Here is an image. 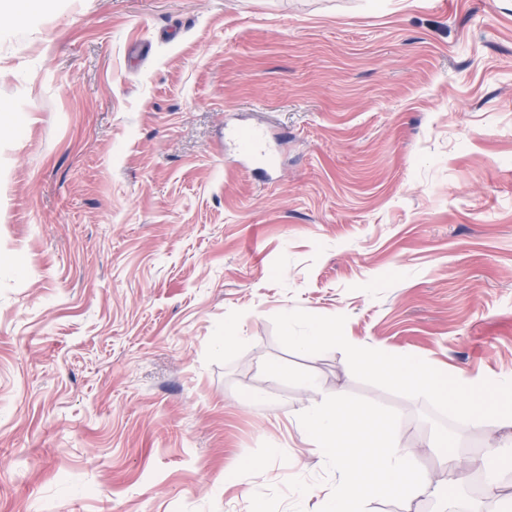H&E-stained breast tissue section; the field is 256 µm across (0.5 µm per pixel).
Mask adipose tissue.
I'll list each match as a JSON object with an SVG mask.
<instances>
[{
  "label": "adipose tissue",
  "mask_w": 512,
  "mask_h": 512,
  "mask_svg": "<svg viewBox=\"0 0 512 512\" xmlns=\"http://www.w3.org/2000/svg\"><path fill=\"white\" fill-rule=\"evenodd\" d=\"M343 402V395L331 397L327 405L313 407L306 421V430L311 438L320 442L326 455L346 474L331 503V512H360V507L367 496L380 497L396 489L408 497L433 494L434 489L429 481L421 476L414 466L413 450L401 446L399 431L395 428L389 432L387 445L390 453L386 458V472L380 484L368 494L355 489L354 481L350 479L349 474L355 468L367 467L368 461L357 455L354 449L336 441V430L340 420L334 408Z\"/></svg>",
  "instance_id": "obj_1"
}]
</instances>
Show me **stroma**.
<instances>
[{"label":"stroma","mask_w":512,"mask_h":512,"mask_svg":"<svg viewBox=\"0 0 512 512\" xmlns=\"http://www.w3.org/2000/svg\"><path fill=\"white\" fill-rule=\"evenodd\" d=\"M23 8L0 9V512H328L342 473L304 419L339 391L438 488L362 512H502L512 465L465 504L442 454L512 455L497 407L351 356L512 394V0ZM255 125L270 180L227 138ZM374 359L379 361L382 360L383 362L394 363L405 371L404 372L396 368L394 365H379L378 370L381 371L394 386L403 387L413 383L414 377L407 374L412 373L418 375L419 377H423V382L427 385L426 390L431 396L438 400H444V398L447 399V393L445 394L437 384L429 383V380L426 376L428 367L421 359L413 357H400L397 354L388 351L377 352L374 354ZM454 399L458 406L467 414L486 409L489 398L477 393L476 386L466 382H460L454 389Z\"/></svg>","instance_id":"35a3bbf8"}]
</instances>
